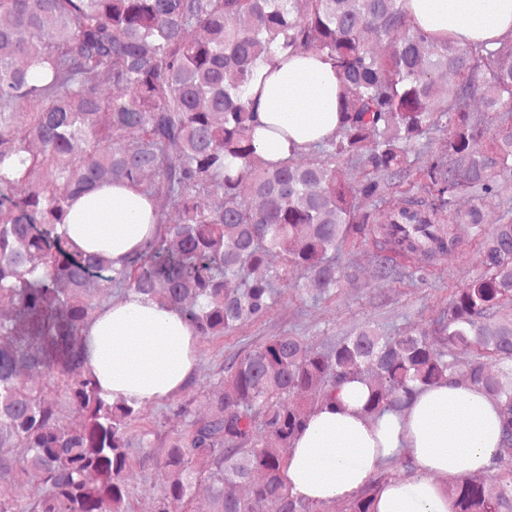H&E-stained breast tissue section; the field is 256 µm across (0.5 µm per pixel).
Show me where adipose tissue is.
<instances>
[{"mask_svg": "<svg viewBox=\"0 0 512 512\" xmlns=\"http://www.w3.org/2000/svg\"><path fill=\"white\" fill-rule=\"evenodd\" d=\"M407 6L418 25L464 45L489 46L512 31V0H407ZM265 72L264 83L255 88L259 154L278 162L290 146L306 147L335 133L339 82L321 56H292ZM64 231L76 248L104 254L118 267L156 226L142 193L103 186L73 202ZM84 357L106 395L153 401L191 379L196 342L178 310L133 295L89 324ZM367 393L364 382L349 381L338 393L340 410L323 407L312 415L288 458L291 493L320 501L351 495L407 448L414 472L383 485L375 512H450L432 477L487 470L499 445L495 403L477 389L443 384L418 395L405 415L388 413L370 425L361 414Z\"/></svg>", "mask_w": 512, "mask_h": 512, "instance_id": "adipose-tissue-1", "label": "adipose tissue"}]
</instances>
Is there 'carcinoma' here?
Here are the masks:
<instances>
[{"mask_svg":"<svg viewBox=\"0 0 512 512\" xmlns=\"http://www.w3.org/2000/svg\"><path fill=\"white\" fill-rule=\"evenodd\" d=\"M309 52L336 71V132L310 146L306 165L297 149L268 163L254 146L251 84L277 56ZM448 72L459 77L451 88L439 83ZM102 73L117 95L102 96ZM477 96L492 129L471 121ZM442 120L440 152L413 171V145ZM358 156L371 172L354 187L344 164ZM411 177L420 191L384 221L359 209L357 197L383 203ZM500 179L512 180V44L439 39L405 0H0V298L28 326L20 335L0 317V512H130L125 472L153 432L131 433L138 402L104 395L83 354L112 288L178 310L196 336L222 337L274 307L271 252L306 271L302 288L325 294L346 277L336 253L347 239H371L378 273L391 278L398 256L434 261L458 248L459 224L472 226L483 271L452 289L435 320L446 350L369 322L320 347L271 337L228 364L209 415L173 410L183 427L164 436L154 512H194L202 481L208 512H324L291 493L280 449L317 409L339 406L349 379L367 385L362 413L373 420L448 382L492 398L500 442L490 467L443 489L451 512H512V202L489 228L479 206L452 209L458 194L488 197ZM103 184L160 195L180 214L176 224L155 214L157 233L119 269L59 232L70 203ZM201 194L222 204L205 210ZM460 348L472 353L463 370ZM59 388L77 427L57 413ZM258 425L276 445L254 441ZM195 457L211 461L207 473ZM29 475L38 492L21 508L12 488ZM383 483L371 478L343 512H372Z\"/></svg>","mask_w":512,"mask_h":512,"instance_id":"1","label":"carcinoma"}]
</instances>
